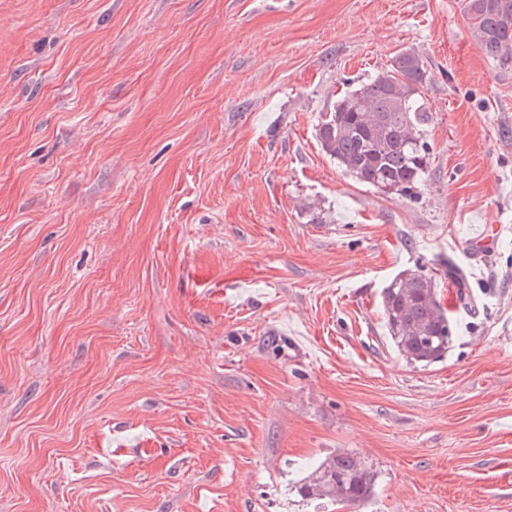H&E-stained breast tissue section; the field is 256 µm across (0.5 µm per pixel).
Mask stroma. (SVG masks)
<instances>
[{
  "instance_id": "obj_1",
  "label": "stroma",
  "mask_w": 512,
  "mask_h": 512,
  "mask_svg": "<svg viewBox=\"0 0 512 512\" xmlns=\"http://www.w3.org/2000/svg\"><path fill=\"white\" fill-rule=\"evenodd\" d=\"M465 0H0V512H512V63ZM428 64L419 197L314 126ZM495 245L473 252L483 225ZM450 257L479 305L407 364L379 294ZM372 463L354 452H336L312 467L297 485L304 499L324 500L360 510L376 495Z\"/></svg>"
}]
</instances>
